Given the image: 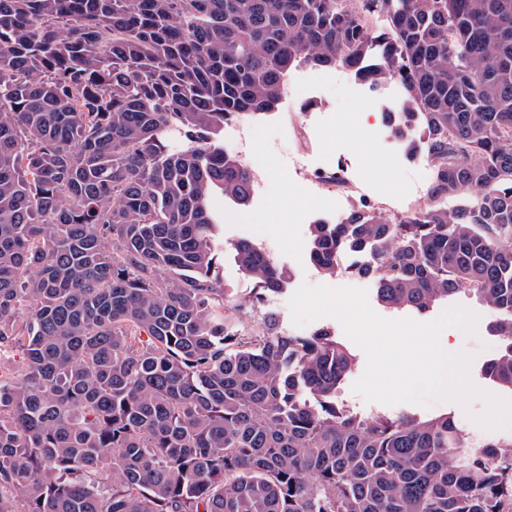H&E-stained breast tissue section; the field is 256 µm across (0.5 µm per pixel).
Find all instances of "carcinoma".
<instances>
[{"label": "carcinoma", "instance_id": "obj_1", "mask_svg": "<svg viewBox=\"0 0 512 512\" xmlns=\"http://www.w3.org/2000/svg\"><path fill=\"white\" fill-rule=\"evenodd\" d=\"M302 64L398 80L432 166L423 210L310 225L313 264L369 257L394 309L475 293L512 391V0H0V512H512V441L336 406L354 356L262 312V246L251 297L220 281L224 124Z\"/></svg>", "mask_w": 512, "mask_h": 512}]
</instances>
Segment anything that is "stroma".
Returning <instances> with one entry per match:
<instances>
[{"label": "stroma", "mask_w": 512, "mask_h": 512, "mask_svg": "<svg viewBox=\"0 0 512 512\" xmlns=\"http://www.w3.org/2000/svg\"><path fill=\"white\" fill-rule=\"evenodd\" d=\"M288 83L295 88L288 102L281 104L278 111L257 118L258 123L266 125L268 137L288 147L296 141L295 127L304 125L310 134V168L346 163L348 177L362 178L396 198L408 195L413 186L428 187L432 168L425 151L410 153L406 144L392 135L387 121L390 114L398 112L402 102L403 90L397 81H388L375 89L351 75L340 80L335 71L302 66L289 73ZM252 174L254 179L264 183L265 189L253 196L246 207H239L221 194L211 200L213 209L226 216L224 243L229 247L242 238L259 244L266 240L274 242L276 248L271 257L287 271L289 281L283 293L267 301V311L275 315L281 328L292 335L306 336L318 329L331 331L355 356V368L337 388V405L364 416L408 414L427 420L445 414L453 417L468 441L512 437L510 429L488 430L476 421L487 408L484 393L505 399L512 397V392L501 389L484 373L486 364L503 350L499 337L490 331L499 318L498 312L467 291L422 313L390 309L378 301L375 286L369 278L356 273L348 276L319 273L310 260L309 227L320 222L340 223L347 213L346 208L337 207L331 196H311L307 180L290 173L286 158L280 154H258ZM281 197L287 198L288 209L277 215L273 209ZM304 284L366 289L372 309L387 319L410 317L429 322L454 306L470 310L478 317L474 333L452 327L446 329L445 334L452 352L470 356L469 377L481 389V396L472 398L465 406L451 400H438L426 407L410 403L388 406L365 401L352 386L364 373L367 358L361 348L349 341L341 323L333 318H323L303 327L293 324L289 300Z\"/></svg>", "instance_id": "stroma-1"}]
</instances>
